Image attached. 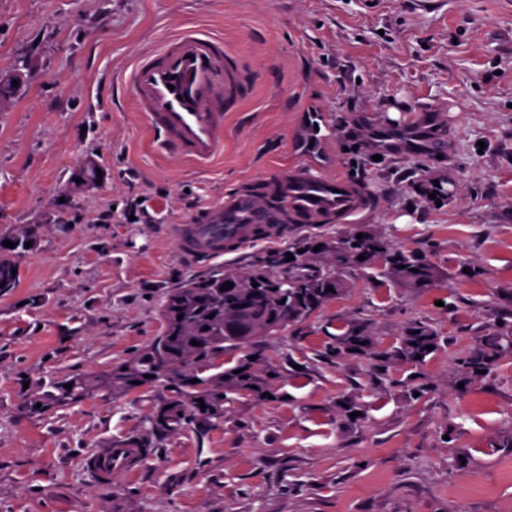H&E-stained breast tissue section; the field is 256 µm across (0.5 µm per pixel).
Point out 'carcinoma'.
Masks as SVG:
<instances>
[{"mask_svg": "<svg viewBox=\"0 0 512 512\" xmlns=\"http://www.w3.org/2000/svg\"><path fill=\"white\" fill-rule=\"evenodd\" d=\"M359 233L363 234L360 239ZM31 238V232L22 228L12 238L16 247H0V278L7 277L13 288L18 282L15 257L25 252V243ZM317 245L320 250L316 252ZM324 253L332 255L330 268L286 287L276 284L272 267L262 257L255 259L245 272L217 270L206 277L185 280L166 293L161 305L164 331L153 344L104 373L36 385L23 394L24 410L48 415L99 391L121 394L162 384L170 388L171 395L156 406L149 418L151 432H177L196 419L210 423L224 417L225 392H248L266 400L272 393L271 381L278 375L273 367L268 370V381H258L249 359L223 370L218 359L225 349L238 347L256 336H270L308 318L350 287L345 273L351 269L380 262L385 275L414 288H427L437 278L427 260L390 246L363 226L334 241L298 240L294 243V264H306L309 258ZM361 254L362 260L358 259ZM229 282L233 287L221 290ZM329 286L333 290H327ZM501 340L498 334L489 336L478 350L462 359L458 363L461 379L490 370L499 355ZM428 345L437 347V336L421 321L411 324L399 344L388 349L377 348L362 327L351 324L336 335L329 351L338 359L367 360L371 374L379 380L397 363L422 364L431 354L426 349Z\"/></svg>", "mask_w": 512, "mask_h": 512, "instance_id": "1", "label": "carcinoma"}]
</instances>
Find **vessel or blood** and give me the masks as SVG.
<instances>
[{"label":"vessel or blood","mask_w":512,"mask_h":512,"mask_svg":"<svg viewBox=\"0 0 512 512\" xmlns=\"http://www.w3.org/2000/svg\"><path fill=\"white\" fill-rule=\"evenodd\" d=\"M124 83L152 135L154 150L198 166L223 153L224 119L250 95L239 57L220 35L196 26L142 53ZM442 118L440 112L421 109L402 128L377 126L369 134L378 147L397 158L424 146L438 152L442 143H424L423 135ZM377 205L366 184L330 175L316 165L295 163L225 194L191 222L172 225L171 234L184 258L210 262L223 257L226 245L245 249L286 235L292 224L357 222L374 213ZM140 461V449L121 441L103 449L90 466L109 475L133 469Z\"/></svg>","instance_id":"obj_1"}]
</instances>
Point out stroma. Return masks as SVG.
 <instances>
[{
    "mask_svg": "<svg viewBox=\"0 0 512 512\" xmlns=\"http://www.w3.org/2000/svg\"><path fill=\"white\" fill-rule=\"evenodd\" d=\"M192 25L222 35L255 85L204 168L158 155L114 82ZM17 73L0 100V238L26 226L35 245L0 294V512H512V346L464 385L454 365L512 326V0H0V80ZM419 105L446 115L443 154L378 156L363 129ZM313 113L328 137L304 154ZM300 161L367 182L379 207L365 227L431 262L435 284L356 270L309 318L227 349L225 367L248 353L257 377L277 367V397L230 394L214 426L150 432L161 386L22 408L25 383L101 373L153 343L178 282L345 232L293 227L210 263L181 257L168 225ZM88 163L100 175L78 183ZM414 321L438 335L420 395L411 365L377 383L365 360L329 352L340 326L388 348ZM131 436L150 454L99 484L87 458Z\"/></svg>",
    "mask_w": 512,
    "mask_h": 512,
    "instance_id": "35a3bbf8",
    "label": "stroma"
}]
</instances>
